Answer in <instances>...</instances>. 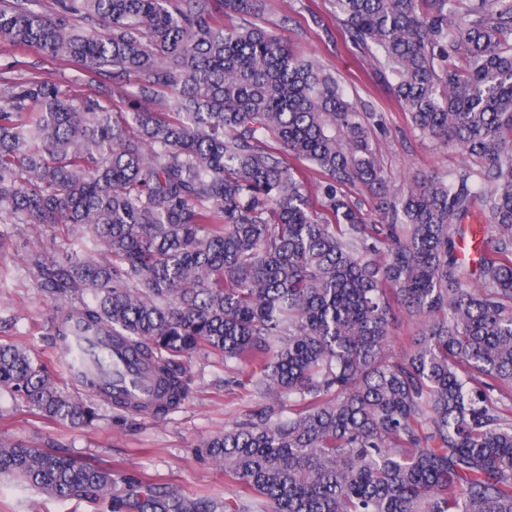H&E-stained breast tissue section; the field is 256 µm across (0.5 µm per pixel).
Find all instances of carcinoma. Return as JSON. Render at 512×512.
Returning a JSON list of instances; mask_svg holds the SVG:
<instances>
[{
	"label": "carcinoma",
	"mask_w": 512,
	"mask_h": 512,
	"mask_svg": "<svg viewBox=\"0 0 512 512\" xmlns=\"http://www.w3.org/2000/svg\"><path fill=\"white\" fill-rule=\"evenodd\" d=\"M0 0V39L133 81L136 107L0 78V223L80 231L97 258L34 248L39 286L142 352L167 402L171 358L251 368L268 403L197 452L243 490L224 512H512V0H332L422 134L481 160L392 191L367 112L320 61L254 21L261 0ZM82 18L88 30L71 20ZM314 165L311 188L287 157ZM374 190L369 224L343 187ZM477 216L490 234L460 257ZM424 321L388 354L392 303ZM0 393L89 426L24 344ZM60 500L112 495V468L0 439V476ZM152 512H204L178 486Z\"/></svg>",
	"instance_id": "obj_1"
}]
</instances>
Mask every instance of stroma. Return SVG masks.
<instances>
[{
    "label": "stroma",
    "mask_w": 512,
    "mask_h": 512,
    "mask_svg": "<svg viewBox=\"0 0 512 512\" xmlns=\"http://www.w3.org/2000/svg\"><path fill=\"white\" fill-rule=\"evenodd\" d=\"M262 25L279 26L290 46L318 58L336 75L348 95L370 102L382 117L370 130L372 145L393 188L406 187L416 173L445 174L467 165L480 170L479 160L451 146H439L415 129L371 65L366 52L345 42L330 0H264ZM0 76L38 77L61 90L97 97L113 111H131V84L122 78L86 77L73 63L51 59L29 47L0 41ZM56 239L59 250L89 256L90 243L57 235L55 228L0 224V343L17 342L35 349L61 389L74 391L63 369L51 319L63 300L39 288L28 268L29 251L38 241ZM190 383L183 404L165 418H149L111 405L101 407L93 426L74 428L40 417L10 394H0V436L12 441L50 447L74 458L111 467V501L92 504L60 501L31 490L19 481L0 478V512H138L142 496L130 478L155 485L173 484L201 497H227L229 480L223 466L199 456L203 438L254 421L265 403L247 379L245 365H225L221 355L201 349L177 358Z\"/></svg>",
    "instance_id": "35a3bbf8"
}]
</instances>
